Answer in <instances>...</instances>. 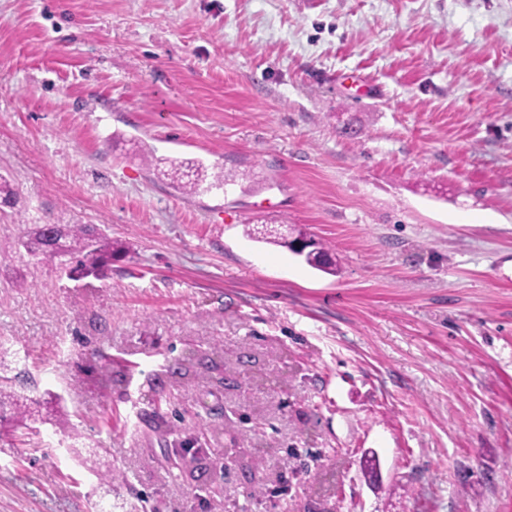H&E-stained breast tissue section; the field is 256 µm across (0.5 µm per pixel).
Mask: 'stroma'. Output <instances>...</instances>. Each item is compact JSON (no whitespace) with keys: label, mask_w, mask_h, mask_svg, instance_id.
<instances>
[{"label":"stroma","mask_w":512,"mask_h":512,"mask_svg":"<svg viewBox=\"0 0 512 512\" xmlns=\"http://www.w3.org/2000/svg\"><path fill=\"white\" fill-rule=\"evenodd\" d=\"M0 180V375L59 397L0 512H512V0H0ZM26 224L129 251L71 280ZM150 167L160 171L164 176L169 177L177 187L182 189L187 196L200 195L204 191H208V187L212 188L235 184L238 180L250 179V174L242 173L237 175H226L223 170L214 171L210 175L206 169L198 161L184 160L179 158H157L151 155L146 159ZM210 176V178H208ZM204 184H207L204 187ZM279 228L273 227L268 228L267 225H262L261 228L258 224H247V235L259 242L276 244L282 247H287L292 251L291 243L288 242V230H282L284 224L279 225ZM313 247L303 254L305 262L311 267L328 274H336L333 250L321 241H314Z\"/></svg>","instance_id":"1"}]
</instances>
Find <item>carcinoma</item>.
Segmentation results:
<instances>
[{"label": "carcinoma", "mask_w": 512, "mask_h": 512, "mask_svg": "<svg viewBox=\"0 0 512 512\" xmlns=\"http://www.w3.org/2000/svg\"><path fill=\"white\" fill-rule=\"evenodd\" d=\"M149 166L169 177L188 196H196L213 186L234 184L247 180L250 174L226 175L223 170L208 173L201 163L179 158H147ZM247 235L259 242L291 247L288 231L276 227L247 225ZM20 246L26 253L42 263L56 266L70 279L101 276L112 264V259L125 253V247L104 237L91 224H31L23 229ZM305 262L311 267L328 274L336 273L333 250L327 244L316 241L304 254ZM10 386V379L0 376V439L8 435L6 430L7 411L21 410L20 400Z\"/></svg>", "instance_id": "cac0c4a2"}]
</instances>
